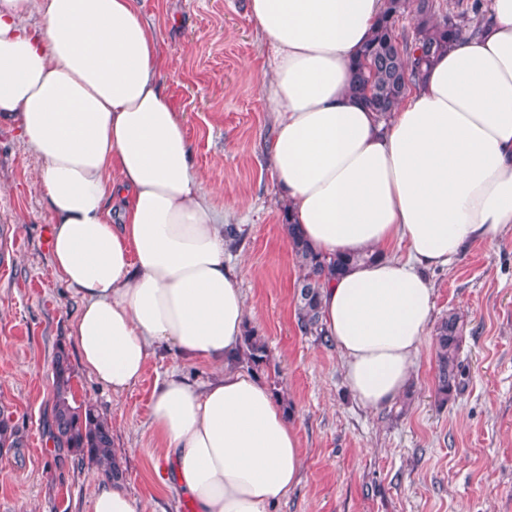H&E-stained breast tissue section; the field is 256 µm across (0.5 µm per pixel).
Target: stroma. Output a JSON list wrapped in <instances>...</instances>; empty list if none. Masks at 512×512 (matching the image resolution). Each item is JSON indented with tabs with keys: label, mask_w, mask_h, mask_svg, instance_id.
I'll return each instance as SVG.
<instances>
[{
	"label": "stroma",
	"mask_w": 512,
	"mask_h": 512,
	"mask_svg": "<svg viewBox=\"0 0 512 512\" xmlns=\"http://www.w3.org/2000/svg\"><path fill=\"white\" fill-rule=\"evenodd\" d=\"M163 58L161 80L181 112L204 187L237 235L247 318L265 336L303 448L301 480L273 512H512V232L468 246L448 269L429 271L432 322L463 315L461 386L435 396V351L424 340L402 397L378 410L354 398L339 351L301 335L300 275L277 201L268 146L273 122L257 90L270 45L248 0H138ZM43 159L0 123V408L22 445L0 452V512H93L101 467L55 448L48 433L53 362L65 352L72 405L92 407L112 430L123 482L140 512H182L155 465L149 406L158 376L178 371L202 386L210 363L156 348L140 383L122 395L99 385L67 338L77 295L56 275L50 214L39 182Z\"/></svg>",
	"instance_id": "1"
}]
</instances>
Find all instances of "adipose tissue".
<instances>
[{
	"mask_svg": "<svg viewBox=\"0 0 512 512\" xmlns=\"http://www.w3.org/2000/svg\"><path fill=\"white\" fill-rule=\"evenodd\" d=\"M383 9L249 0L272 47L258 89L286 208L313 249L360 258L326 281L322 315L349 388L374 410L412 378L434 307L427 270L512 231V0H487L481 34L442 52L385 121L351 90ZM162 67L136 0H0V120L44 161L53 266L81 299L70 338L83 367L121 395L161 345L218 365L202 387L158 379L157 454L193 512H271L299 482V432L273 387L228 362L247 324L239 268ZM92 501L139 512L109 477Z\"/></svg>",
	"mask_w": 512,
	"mask_h": 512,
	"instance_id": "adipose-tissue-1",
	"label": "adipose tissue"
}]
</instances>
